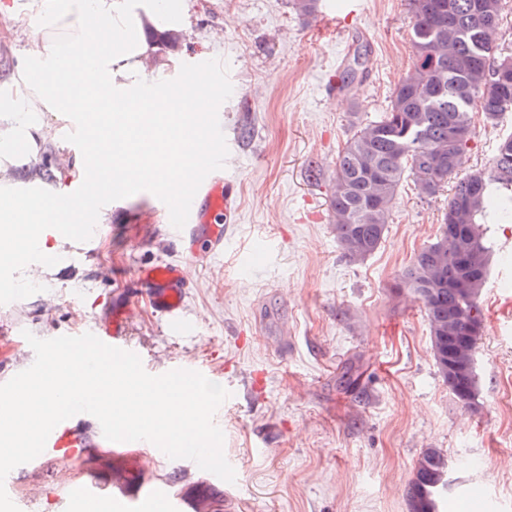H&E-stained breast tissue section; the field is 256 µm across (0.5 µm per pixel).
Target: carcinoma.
<instances>
[{
	"mask_svg": "<svg viewBox=\"0 0 512 512\" xmlns=\"http://www.w3.org/2000/svg\"><path fill=\"white\" fill-rule=\"evenodd\" d=\"M505 4L410 0L412 66L377 119L364 123L353 113L354 132L336 156L329 199L337 244L345 257L360 262L385 240L407 177L427 201L450 188L437 235L414 255L397 287L422 304L437 371L466 408L476 407L479 392L477 364L466 353L479 336L466 331L482 325L491 262L483 226L489 218L512 223V133L498 141L489 166L461 174L474 135V104L491 124L512 110V54L494 53ZM291 6L311 17L320 0H291ZM367 52V43L356 40L340 89L363 76ZM448 483V455L423 449L408 484V512H441Z\"/></svg>",
	"mask_w": 512,
	"mask_h": 512,
	"instance_id": "carcinoma-1",
	"label": "carcinoma"
}]
</instances>
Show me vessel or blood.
I'll use <instances>...</instances> for the list:
<instances>
[{
    "mask_svg": "<svg viewBox=\"0 0 512 512\" xmlns=\"http://www.w3.org/2000/svg\"><path fill=\"white\" fill-rule=\"evenodd\" d=\"M223 165V148L218 145L195 166L189 183L183 184L178 194L161 195L159 210L167 220V233L185 253L196 254L202 246L212 256L224 252V225L233 213V190L224 178ZM137 276L146 285L153 306L165 316L170 331H183V302L189 286L187 265L152 266L140 269ZM103 439L100 433H76L64 421L50 433L44 453L59 459L83 457Z\"/></svg>",
    "mask_w": 512,
    "mask_h": 512,
    "instance_id": "1",
    "label": "vessel or blood"
}]
</instances>
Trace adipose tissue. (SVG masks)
Here are the masks:
<instances>
[{"instance_id":"obj_1","label":"adipose tissue","mask_w":512,"mask_h":512,"mask_svg":"<svg viewBox=\"0 0 512 512\" xmlns=\"http://www.w3.org/2000/svg\"><path fill=\"white\" fill-rule=\"evenodd\" d=\"M0 16L12 28L36 29L22 63L0 98V158L17 153L18 139L36 143L45 137L41 116L61 114L74 125L80 145L71 168L87 195L85 204L114 186H128L142 174L168 192H176L199 159L204 133L183 138L182 120L196 111L198 98H166L163 89L147 90L145 64L155 48L146 30L180 29L184 22L180 0H0ZM85 74L82 83L63 84L72 66ZM152 142L142 152L132 143L134 133ZM79 216L69 193L21 198L9 183L0 182V235L12 241L0 252L4 264L28 263L33 255L55 253L57 245L42 231Z\"/></svg>"}]
</instances>
